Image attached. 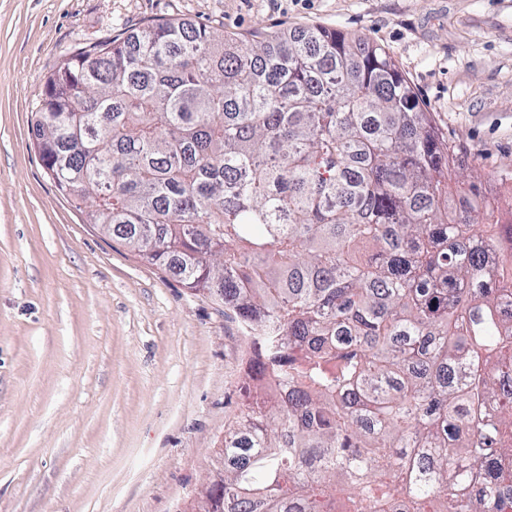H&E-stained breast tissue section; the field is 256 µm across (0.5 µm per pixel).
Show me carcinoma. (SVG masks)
Returning <instances> with one entry per match:
<instances>
[{
	"mask_svg": "<svg viewBox=\"0 0 512 512\" xmlns=\"http://www.w3.org/2000/svg\"><path fill=\"white\" fill-rule=\"evenodd\" d=\"M32 130L58 189L214 295L288 389L224 426L207 512H506L512 276L464 166L380 47L321 26L241 52L153 23L75 49ZM491 357L494 369H482Z\"/></svg>",
	"mask_w": 512,
	"mask_h": 512,
	"instance_id": "cac0c4a2",
	"label": "carcinoma"
}]
</instances>
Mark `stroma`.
I'll return each mask as SVG.
<instances>
[{
    "mask_svg": "<svg viewBox=\"0 0 512 512\" xmlns=\"http://www.w3.org/2000/svg\"><path fill=\"white\" fill-rule=\"evenodd\" d=\"M185 19L242 49L361 35L500 198L512 166V0H0V512H195L237 411L242 332L48 174L31 114L74 47Z\"/></svg>",
    "mask_w": 512,
    "mask_h": 512,
    "instance_id": "obj_1",
    "label": "stroma"
}]
</instances>
